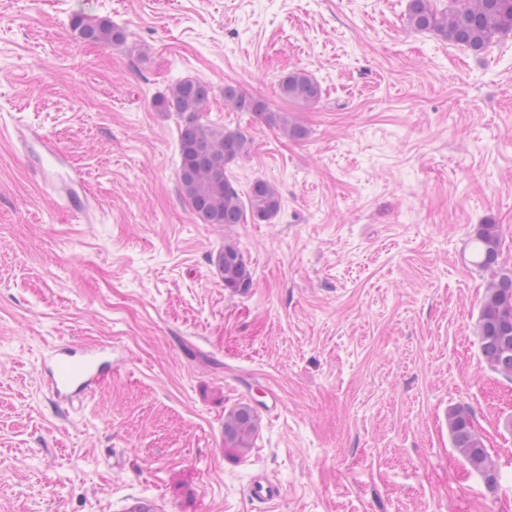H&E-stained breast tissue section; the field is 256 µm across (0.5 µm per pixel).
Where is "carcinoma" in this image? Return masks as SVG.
Returning a JSON list of instances; mask_svg holds the SVG:
<instances>
[{"label":"carcinoma","instance_id":"carcinoma-1","mask_svg":"<svg viewBox=\"0 0 512 512\" xmlns=\"http://www.w3.org/2000/svg\"><path fill=\"white\" fill-rule=\"evenodd\" d=\"M439 0H407L408 28L441 36L448 42L479 53L489 44L512 36V0H448L440 8ZM78 37L94 44H123L125 29L109 20L72 18ZM280 96L306 106L320 102L321 85L302 71H292L278 80ZM210 87L199 79L177 82L167 94L155 101L160 112H175L181 118L180 158L177 173L181 194L189 202L202 224H254L271 222L281 210L278 189L264 179L252 182L246 196H241L227 176V166L245 153V138L230 131L207 125L200 112L208 101ZM224 104L238 112H250L270 125H277L290 137H302L305 130L269 109L265 100L242 89L224 86ZM475 264L492 269L498 260L501 239L493 224H483L474 236ZM213 263L226 288H249L250 269L243 255L232 243L224 244ZM481 352L494 372L512 380V275L495 273L487 288L478 324ZM254 430V415L247 406L230 412L224 421V435L246 447ZM448 431L452 446L472 470L493 489L498 484L496 464L484 444L475 411L464 405L448 410Z\"/></svg>","mask_w":512,"mask_h":512}]
</instances>
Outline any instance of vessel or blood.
Listing matches in <instances>:
<instances>
[{
  "label": "vessel or blood",
  "instance_id": "obj_1",
  "mask_svg": "<svg viewBox=\"0 0 512 512\" xmlns=\"http://www.w3.org/2000/svg\"><path fill=\"white\" fill-rule=\"evenodd\" d=\"M23 147H34L28 162L49 195L57 204L73 213L78 221H87L95 208L84 184V177L51 138L27 127L11 131ZM112 370V348L101 345L77 349L67 345L53 348L43 360L41 381L51 398L67 405L79 401ZM280 487L267 479H255L248 488L251 500L270 503L279 498Z\"/></svg>",
  "mask_w": 512,
  "mask_h": 512
}]
</instances>
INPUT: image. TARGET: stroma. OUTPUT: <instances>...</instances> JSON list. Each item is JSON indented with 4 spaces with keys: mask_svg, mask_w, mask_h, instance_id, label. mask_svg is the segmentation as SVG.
<instances>
[{
    "mask_svg": "<svg viewBox=\"0 0 512 512\" xmlns=\"http://www.w3.org/2000/svg\"><path fill=\"white\" fill-rule=\"evenodd\" d=\"M406 5L0 0V128L56 140L99 211L57 209L0 139V512H512V380L480 350L489 274L469 248L496 225L512 271V36L476 54L410 30ZM77 14L126 44L77 39ZM290 71L319 104L279 95ZM188 77L211 88L203 122L246 139L239 193L279 189L271 223L203 224L180 193V118L154 101ZM228 85L305 136L225 108ZM228 241L247 290L212 263ZM62 343L112 348L71 406L37 374ZM459 404L496 488L451 444ZM242 405L246 448L224 436ZM257 476L276 504L248 497ZM280 96L306 106L320 102L323 90L321 85L302 71H292L278 80Z\"/></svg>",
    "mask_w": 512,
    "mask_h": 512,
    "instance_id": "1",
    "label": "stroma"
}]
</instances>
